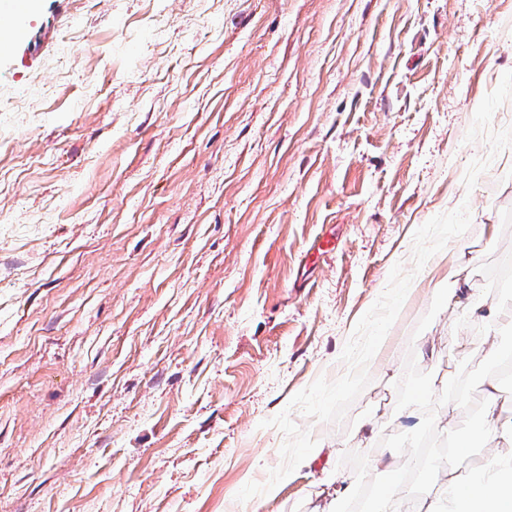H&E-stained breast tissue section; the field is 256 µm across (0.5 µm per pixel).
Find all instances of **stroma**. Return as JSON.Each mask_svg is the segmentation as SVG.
Instances as JSON below:
<instances>
[{
	"label": "stroma",
	"instance_id": "35a3bbf8",
	"mask_svg": "<svg viewBox=\"0 0 512 512\" xmlns=\"http://www.w3.org/2000/svg\"><path fill=\"white\" fill-rule=\"evenodd\" d=\"M0 43V512H333L512 307V147L466 142L512 0H30ZM491 156L473 190L469 162ZM468 204L470 297L416 275L340 423L290 408ZM290 411L317 444L268 493Z\"/></svg>",
	"mask_w": 512,
	"mask_h": 512
}]
</instances>
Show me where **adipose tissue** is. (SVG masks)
I'll list each match as a JSON object with an SVG mask.
<instances>
[{
	"instance_id": "obj_1",
	"label": "adipose tissue",
	"mask_w": 512,
	"mask_h": 512,
	"mask_svg": "<svg viewBox=\"0 0 512 512\" xmlns=\"http://www.w3.org/2000/svg\"><path fill=\"white\" fill-rule=\"evenodd\" d=\"M501 398L497 381L488 380L480 437L491 454L480 479L451 468L430 499L419 500L413 487L401 484L376 501L375 512H512V420L504 419Z\"/></svg>"
}]
</instances>
